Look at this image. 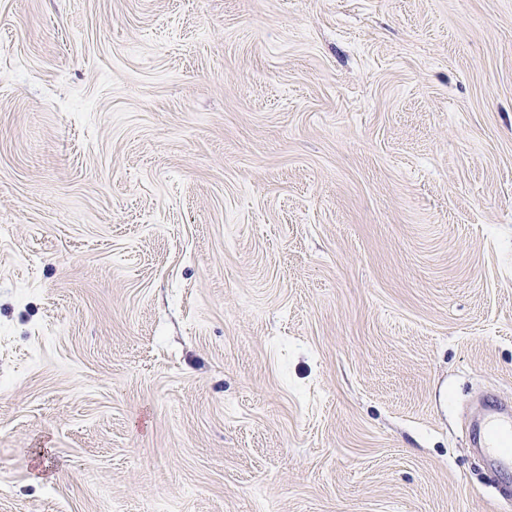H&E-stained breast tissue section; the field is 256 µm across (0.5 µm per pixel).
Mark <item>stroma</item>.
Wrapping results in <instances>:
<instances>
[{"instance_id":"35a3bbf8","label":"stroma","mask_w":512,"mask_h":512,"mask_svg":"<svg viewBox=\"0 0 512 512\" xmlns=\"http://www.w3.org/2000/svg\"><path fill=\"white\" fill-rule=\"evenodd\" d=\"M512 0H0V512H512ZM502 408L494 410L483 421L484 438L482 447L478 448L481 454L490 455L495 461L501 463L506 469L512 467V454H505L500 448H504L502 440L506 437L512 445V421L511 417L501 412Z\"/></svg>"}]
</instances>
